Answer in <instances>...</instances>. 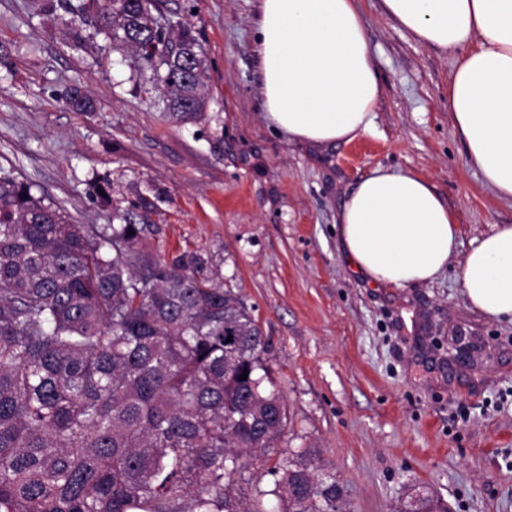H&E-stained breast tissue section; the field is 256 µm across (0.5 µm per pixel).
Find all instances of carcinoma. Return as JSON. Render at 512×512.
Returning a JSON list of instances; mask_svg holds the SVG:
<instances>
[{
    "mask_svg": "<svg viewBox=\"0 0 512 512\" xmlns=\"http://www.w3.org/2000/svg\"><path fill=\"white\" fill-rule=\"evenodd\" d=\"M179 120L204 111L202 49L155 0H91ZM148 217L98 229L0 175V512H336V476L299 448L235 494L288 431L260 324L199 254L148 246ZM134 234H129V231ZM232 341H227V337ZM247 379H240L241 375ZM394 512H447L422 494ZM262 468V466L256 465V467L252 470V473L246 474V481L240 483V488L237 491V495L244 502L251 501L255 496L257 489H268L272 483L273 478L270 475H264L266 473Z\"/></svg>",
    "mask_w": 512,
    "mask_h": 512,
    "instance_id": "1",
    "label": "carcinoma"
}]
</instances>
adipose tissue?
<instances>
[{
  "mask_svg": "<svg viewBox=\"0 0 512 512\" xmlns=\"http://www.w3.org/2000/svg\"><path fill=\"white\" fill-rule=\"evenodd\" d=\"M416 41L452 54L448 110L485 186L512 201V0H380ZM255 43L262 116L288 140L316 146L370 133L382 86L360 0H258ZM336 223L347 263L377 285L436 280L457 261L467 302L512 319V224L459 252L456 213L429 180L375 168Z\"/></svg>",
  "mask_w": 512,
  "mask_h": 512,
  "instance_id": "obj_1",
  "label": "adipose tissue"
}]
</instances>
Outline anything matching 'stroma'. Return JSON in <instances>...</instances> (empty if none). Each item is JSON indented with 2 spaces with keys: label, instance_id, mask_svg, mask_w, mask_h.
<instances>
[{
  "label": "stroma",
  "instance_id": "stroma-1",
  "mask_svg": "<svg viewBox=\"0 0 512 512\" xmlns=\"http://www.w3.org/2000/svg\"><path fill=\"white\" fill-rule=\"evenodd\" d=\"M0 0V170L77 224L149 212L151 247L201 254L251 307L288 410L284 453L315 449L346 512H393L419 492L448 512H512V320L465 300L456 266L431 283L370 284L346 264L344 200L375 167L426 177L453 209L460 248L497 224L448 112L453 57L419 45L363 0L383 86L373 131L318 148L270 129L260 108L257 0H158L163 27L194 32L206 107L177 123L157 74L98 34L74 45L67 4ZM81 88L88 111L68 98ZM111 187L101 204L97 184ZM474 345L454 361L450 338Z\"/></svg>",
  "mask_w": 512,
  "mask_h": 512
}]
</instances>
